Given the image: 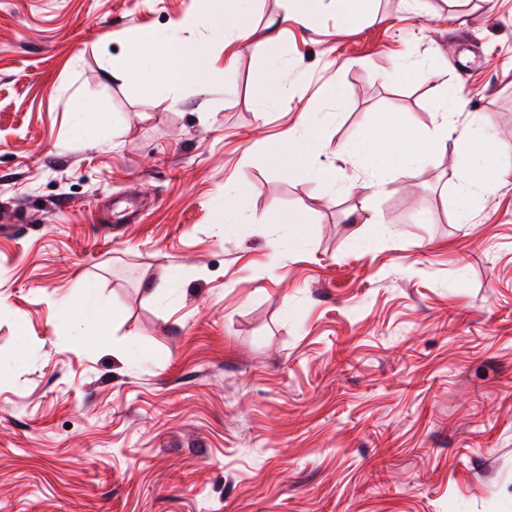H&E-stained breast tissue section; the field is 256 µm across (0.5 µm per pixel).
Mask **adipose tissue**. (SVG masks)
Masks as SVG:
<instances>
[{
    "instance_id": "ef3b65f1",
    "label": "adipose tissue",
    "mask_w": 512,
    "mask_h": 512,
    "mask_svg": "<svg viewBox=\"0 0 512 512\" xmlns=\"http://www.w3.org/2000/svg\"><path fill=\"white\" fill-rule=\"evenodd\" d=\"M247 3L248 0H224V14L211 28L212 39L223 41L226 51H234L239 42L253 34ZM124 75L149 90L182 85L196 86L202 93L209 90L202 46L174 36L134 42ZM459 101L458 92L446 96L442 120L433 128L414 133L390 118L347 145V152L357 158L367 174L363 189L377 194L383 191L387 177H414L417 162L432 147L447 146L448 127Z\"/></svg>"
}]
</instances>
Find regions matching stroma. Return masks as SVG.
Returning a JSON list of instances; mask_svg holds the SVG:
<instances>
[{"instance_id":"1","label":"stroma","mask_w":512,"mask_h":512,"mask_svg":"<svg viewBox=\"0 0 512 512\" xmlns=\"http://www.w3.org/2000/svg\"><path fill=\"white\" fill-rule=\"evenodd\" d=\"M197 8L0 0V512H512V0L305 26L252 0L229 67L209 21L176 31ZM174 31L208 93L120 78ZM447 85L451 137L490 127L473 162L502 178L461 214L466 159L438 149L367 196L343 145L438 124ZM306 112L324 145L290 172ZM87 286L110 310L92 340L58 329ZM280 98V78L275 70H271L259 83L256 89V100L259 107L275 103Z\"/></svg>"}]
</instances>
